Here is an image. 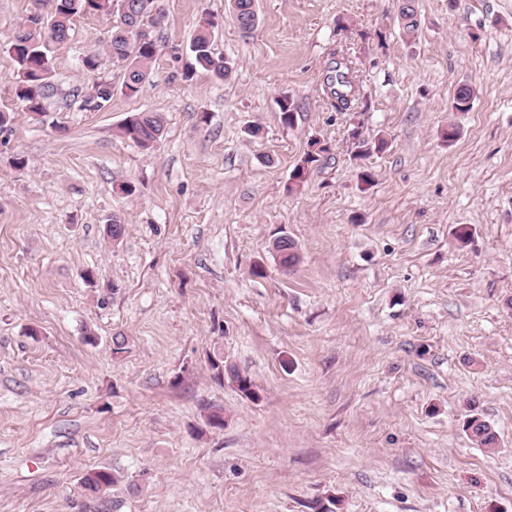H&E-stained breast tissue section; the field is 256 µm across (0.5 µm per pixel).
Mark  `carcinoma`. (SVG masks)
I'll return each mask as SVG.
<instances>
[{
  "instance_id": "carcinoma-1",
  "label": "carcinoma",
  "mask_w": 512,
  "mask_h": 512,
  "mask_svg": "<svg viewBox=\"0 0 512 512\" xmlns=\"http://www.w3.org/2000/svg\"><path fill=\"white\" fill-rule=\"evenodd\" d=\"M53 8L44 13L42 0H34L32 13L39 14L41 20L35 27L21 25L9 39V52L16 64L15 93L28 112H44L43 102L51 88L54 71L53 60L48 54L47 40L64 42L70 36L75 18L94 13H110L116 7H126L124 25L112 26V32L105 42L104 51L124 63L125 72L122 90L129 96L137 95L150 74L151 64L160 52L157 40L140 41L135 30L155 28L164 19V11L159 0H150L147 8H142V0H52ZM229 10L235 23L243 31H250L258 25L256 0H228ZM399 17L403 30L412 35L419 27L414 0H402ZM215 22L208 13L203 14L196 26L190 44L193 61L188 73L200 70L219 80H227L232 73L231 64L212 50V37ZM330 95L336 100V110L348 112L356 100V86L351 67L345 59L336 60L331 75L327 78ZM474 91L468 85L459 86L454 94L451 109L454 112H467L471 109ZM112 99V92L101 81L93 82L83 96L81 107L86 111H100ZM283 124L294 123L296 107L294 101L284 95L278 100ZM165 124L160 112H136L130 115L121 126V133L144 151H148L162 138ZM328 151V147L318 139L309 142V149L300 157L292 170V184L306 181L309 167L318 156ZM272 250L285 269L293 268L299 262L295 242L280 237L272 243ZM208 361L217 380L229 378L236 383L238 390L246 397L255 399L257 393L251 380L242 375L232 365L224 363V355L218 352L208 355ZM463 430L472 440L484 448H494L498 436L493 427L477 414H471L463 423ZM117 478L101 469L87 471L81 479L82 488L90 495L115 484Z\"/></svg>"
}]
</instances>
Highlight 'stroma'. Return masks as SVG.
I'll return each instance as SVG.
<instances>
[{
  "label": "stroma",
  "instance_id": "obj_1",
  "mask_svg": "<svg viewBox=\"0 0 512 512\" xmlns=\"http://www.w3.org/2000/svg\"><path fill=\"white\" fill-rule=\"evenodd\" d=\"M163 4L137 96L102 52L112 16H80L36 118L7 45L32 0H0V512H512V0H415L411 38L399 0H257L249 33L226 0ZM205 12L226 82L183 78ZM341 57L352 112L327 93ZM98 78L112 99L85 111ZM144 111L166 119L150 151L120 132ZM355 128L385 149L356 158ZM314 138L329 151L291 187ZM215 351L257 399L214 379ZM91 468L117 485L88 495ZM272 250L280 259V265L286 270L293 268L299 262V254L295 242L286 237H280L272 243ZM463 430L484 448H496L498 436L493 427L478 414H471L463 423Z\"/></svg>",
  "mask_w": 512,
  "mask_h": 512
}]
</instances>
